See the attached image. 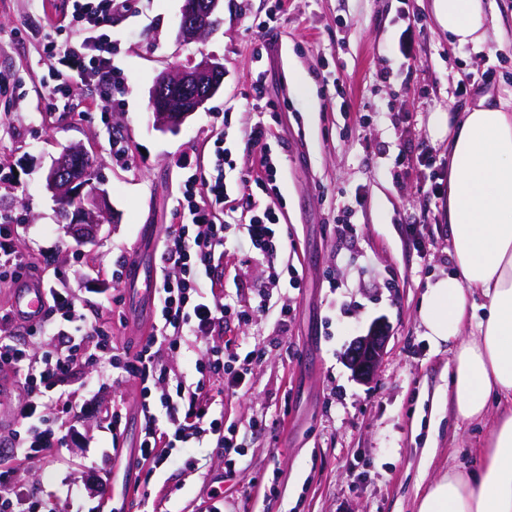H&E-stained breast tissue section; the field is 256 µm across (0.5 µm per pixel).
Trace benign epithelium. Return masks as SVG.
Instances as JSON below:
<instances>
[{
    "mask_svg": "<svg viewBox=\"0 0 512 512\" xmlns=\"http://www.w3.org/2000/svg\"><path fill=\"white\" fill-rule=\"evenodd\" d=\"M220 0H185L180 36L189 40L204 37L213 25ZM224 65L204 58L173 72L161 74L151 90L150 104L155 125L163 131H176L185 119L198 111L223 86ZM86 151L74 146L66 149L52 165L47 187L69 214V227L78 238L93 237L102 224V210L94 199H83L76 192L86 182ZM388 326L374 322L364 336L351 343L347 363L360 382L373 378L388 341Z\"/></svg>",
    "mask_w": 512,
    "mask_h": 512,
    "instance_id": "7a95c632",
    "label": "benign epithelium"
}]
</instances>
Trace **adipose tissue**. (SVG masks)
<instances>
[{"instance_id":"ef3b65f1","label":"adipose tissue","mask_w":512,"mask_h":512,"mask_svg":"<svg viewBox=\"0 0 512 512\" xmlns=\"http://www.w3.org/2000/svg\"><path fill=\"white\" fill-rule=\"evenodd\" d=\"M451 44L479 48L500 31L495 0H433ZM428 134L448 142L447 222L455 269L426 289L418 317L434 344L457 341L449 364L455 413L489 426L470 471L449 469L418 497L417 512H512V101L433 113ZM486 312L464 336L468 293ZM499 411L489 415L488 405Z\"/></svg>"}]
</instances>
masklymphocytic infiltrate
<instances>
[{"instance_id":"obj_1","label":"lymphocytic infiltrate","mask_w":512,"mask_h":512,"mask_svg":"<svg viewBox=\"0 0 512 512\" xmlns=\"http://www.w3.org/2000/svg\"><path fill=\"white\" fill-rule=\"evenodd\" d=\"M124 0H70L72 17L83 28L79 46L57 49L45 45L50 56L60 57L63 71L54 77L53 96L67 97L74 84H95L109 89L116 78L112 45L105 32L113 10ZM232 152L216 140L210 159V177L199 180L192 162L182 159L187 174L175 210L176 222L162 240L157 321L149 336L136 345L117 343L103 318L88 319L65 286L46 290L43 315L30 320L14 308L0 309V329L22 325L29 338L51 337L53 349L0 339V373L24 377L27 399L14 408L17 425L8 434V450L26 459L66 447L81 413L70 407L64 416L48 412L45 396L80 375L88 365L122 370L125 379L139 386L140 429L137 465L144 477L162 467L189 464L191 445L208 442L227 459L241 455L234 427L225 425L215 409V397L249 390V358L226 357L224 324L230 308L218 300L212 272L224 259V231L241 224L252 250L273 264L283 250L274 203L251 205L248 215L225 210L224 170L232 166ZM204 338L205 350L195 361L194 378L177 373L170 360L191 339ZM10 484L9 496L0 495V512H52L47 500L16 480L13 471H0V485Z\"/></svg>"}]
</instances>
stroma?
Masks as SVG:
<instances>
[{"label": "stroma", "instance_id": "35a3bbf8", "mask_svg": "<svg viewBox=\"0 0 512 512\" xmlns=\"http://www.w3.org/2000/svg\"><path fill=\"white\" fill-rule=\"evenodd\" d=\"M61 0H0V163L14 170L0 188V216L20 218L18 248L35 256L46 284H65L87 316L112 305V270L124 259L159 262V246H139L146 224L168 225L179 197L184 155L206 165L216 138L235 163L227 204L275 200L287 251L278 268L297 283L268 284L265 263L249 258L241 232L229 230L215 272L226 302L273 306L244 322L228 320V349L252 353L250 390L224 397V422L235 425L243 454L227 472L223 454L197 445L193 468L152 478L157 512H201L213 490L224 512H416V494L449 466H470L489 437L486 426L459 420L448 399V364L456 344L434 346L418 309L429 284L453 266L446 199L428 197L421 150L448 162L447 142L432 140V113L460 112L482 97H512V0H496L503 43L452 47L431 0H222L219 25L189 43L179 35L185 0H127L112 14V63L124 81L119 104L103 108L73 87L53 99L55 67L45 39L80 42ZM271 32L259 24L271 13ZM412 32V58L398 41ZM224 66V88L177 132L154 124L156 78L192 58ZM409 77H401L404 64ZM390 71L383 82L379 72ZM262 86H254L256 73ZM263 121V147L277 165L269 191H239L256 166L246 128ZM119 140L127 163L112 160ZM83 146L92 160L89 186L106 195L97 240L68 231L46 187L53 161ZM287 317H280V310ZM385 320L389 341L372 383L357 382L345 357L352 340ZM86 367L63 393L87 406L84 438L60 457L0 456L30 487L52 493L54 512H72L68 488L98 491V465L120 512H142L127 464L112 457L107 415L124 404L123 435L138 434V392L117 380L98 385ZM265 417L263 428L252 422Z\"/></svg>", "mask_w": 512, "mask_h": 512}]
</instances>
